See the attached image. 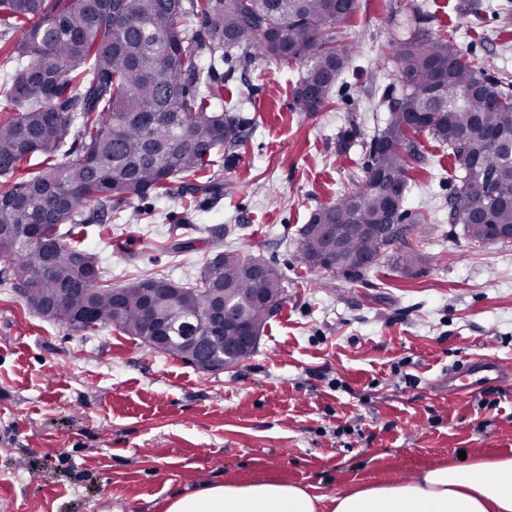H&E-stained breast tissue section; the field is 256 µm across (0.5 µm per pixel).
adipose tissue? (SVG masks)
Masks as SVG:
<instances>
[{"label":"adipose tissue","instance_id":"adipose-tissue-1","mask_svg":"<svg viewBox=\"0 0 512 512\" xmlns=\"http://www.w3.org/2000/svg\"><path fill=\"white\" fill-rule=\"evenodd\" d=\"M166 512H512V457L440 464L328 496L287 481L206 482L172 497Z\"/></svg>","mask_w":512,"mask_h":512}]
</instances>
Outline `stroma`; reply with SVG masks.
<instances>
[{"mask_svg":"<svg viewBox=\"0 0 512 512\" xmlns=\"http://www.w3.org/2000/svg\"><path fill=\"white\" fill-rule=\"evenodd\" d=\"M357 2L343 36L354 62L326 107L294 110L297 72L226 59L216 76L242 143L212 172L220 195L176 181L83 234L115 288L194 286L225 251L274 265L284 298L249 359L206 373L116 328L46 319L0 282V500L12 512H166L173 494L218 480L335 495L462 455L512 457V381L463 397L444 380L477 358L512 363V241L475 242L449 223L446 145L420 137L411 162L404 224L431 226L415 272L386 257L352 280L307 268L297 248L314 209L365 179L398 92L382 64L390 43L423 15L512 94V0Z\"/></svg>","mask_w":512,"mask_h":512,"instance_id":"stroma-1","label":"stroma"}]
</instances>
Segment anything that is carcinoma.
<instances>
[{
	"mask_svg": "<svg viewBox=\"0 0 512 512\" xmlns=\"http://www.w3.org/2000/svg\"><path fill=\"white\" fill-rule=\"evenodd\" d=\"M355 10L353 0H0V27L22 31L5 61L18 115L0 125V182L8 185L0 192V225L14 226L0 234V256L13 258L0 274L45 318L81 331L113 326L142 339V289L159 279L122 286L121 320L113 323L112 288L101 284L96 259L80 246L91 211L135 197L164 198L174 179L209 170L222 148L240 142L236 116L218 108L217 65L228 52L249 64L304 66L293 107L324 108L352 64V46L336 33L352 26ZM384 63L398 66L400 83L387 126L370 142L362 186L315 209L301 228L298 251L310 269L320 251L311 224H331L343 240L344 261L333 275L358 279L384 256L406 273L418 266L421 256L407 239L393 245L356 227L380 209L385 184L377 173L396 178L406 191L408 159L423 133L448 145L461 170L449 222L469 219L463 232L476 241L488 237L492 224H512V156L503 148L509 136L490 137L512 126V94L494 88L503 105H492L477 89L482 63L454 39L420 25L389 46ZM74 126L82 142L76 154L66 149ZM389 135L401 139V150L384 146ZM24 163L34 174L22 175ZM488 176L496 187L492 203L467 188ZM31 226L54 245L51 252L24 245ZM241 259L224 252L205 267L178 308L174 339L162 353L185 359L180 322L210 305L205 289L214 282L248 321L266 326L270 309L256 296L283 293L282 276L274 269L264 280L250 278ZM66 288L96 289L80 321L73 312L82 304Z\"/></svg>",
	"mask_w": 512,
	"mask_h": 512,
	"instance_id": "carcinoma-1",
	"label": "carcinoma"
}]
</instances>
